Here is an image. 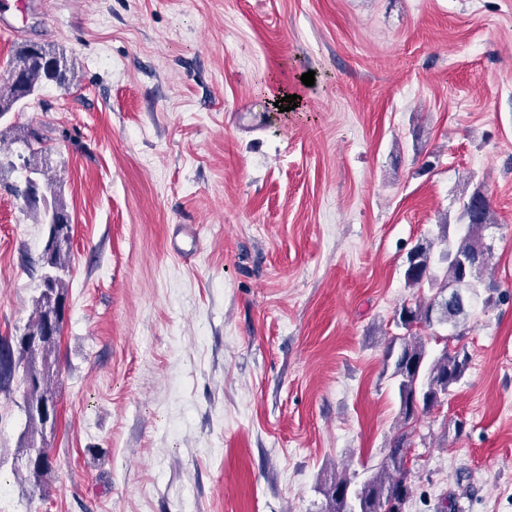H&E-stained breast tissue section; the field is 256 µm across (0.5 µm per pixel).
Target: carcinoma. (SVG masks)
Segmentation results:
<instances>
[{
	"label": "carcinoma",
	"mask_w": 512,
	"mask_h": 512,
	"mask_svg": "<svg viewBox=\"0 0 512 512\" xmlns=\"http://www.w3.org/2000/svg\"><path fill=\"white\" fill-rule=\"evenodd\" d=\"M53 58H57V55L38 43L27 44L14 54L8 63L14 79L8 81L6 91L0 92V118L25 98L40 93L46 85H61L66 81L65 72L53 70ZM20 142L26 153L10 150L0 155V186L10 195L17 196L20 185L8 182L6 174L20 168L42 176L43 188L49 199L45 200L43 213L37 215V221L46 223L48 213L52 212L60 223L70 224L67 205L56 191L57 179L48 174L46 168L34 163L35 158L43 152L38 147L42 138L36 134L31 139L22 138ZM463 216L468 219L465 236L457 247L446 250L442 255V260L447 262L449 281L438 282L432 272L433 243L417 244L407 257L406 287L419 291L427 284L436 289V293L427 299L414 294L395 313L396 323L402 325L405 333L390 338L388 352L399 348L393 376L397 380L400 396V423L405 428L440 406L442 397L462 379L469 364V355L464 349H452L447 345L435 356L428 357L425 340L418 330L431 329L437 324L460 323L467 316V298L483 284L488 288L496 287L494 282L487 283L479 275L488 263H483L478 267V272L466 280L460 278L456 264L460 256L487 252L483 231L493 224L490 203L474 209L466 202L463 204ZM41 268L42 272L53 275L59 306L49 307L44 294L38 293L34 299L33 316L22 333L0 336V346L11 348V374H0V394L10 397L18 392L21 395L19 407L24 413L25 424L20 441L26 456L25 482L33 490L40 487L52 471L50 449L37 446V437L43 435L46 425L34 410L43 407L52 415H57L56 401L53 400L54 367L59 364L57 347L68 292V252H42ZM406 440L405 431L396 437L393 448L377 471L363 482L354 498L350 499L346 494L351 482L347 475L337 474L331 478L324 486L325 512H403L411 494V487L407 483L409 460Z\"/></svg>",
	"instance_id": "1"
}]
</instances>
